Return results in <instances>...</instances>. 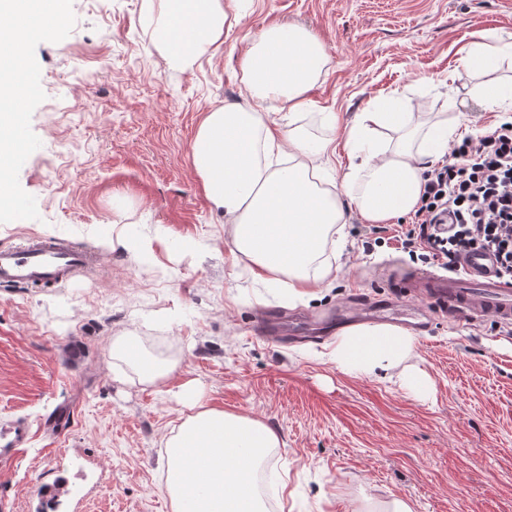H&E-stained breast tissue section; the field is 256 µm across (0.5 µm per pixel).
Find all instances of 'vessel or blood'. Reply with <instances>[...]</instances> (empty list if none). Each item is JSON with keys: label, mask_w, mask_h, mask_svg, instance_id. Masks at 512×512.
Masks as SVG:
<instances>
[{"label": "vessel or blood", "mask_w": 512, "mask_h": 512, "mask_svg": "<svg viewBox=\"0 0 512 512\" xmlns=\"http://www.w3.org/2000/svg\"><path fill=\"white\" fill-rule=\"evenodd\" d=\"M95 260L94 253L69 242L41 236L25 238L15 247L0 249V285H60ZM463 277L413 273L411 281L425 283L442 308L460 317L491 316L512 323V280L497 276L491 258L472 254L462 263ZM29 437L27 424L0 426V463L10 460Z\"/></svg>", "instance_id": "vessel-or-blood-1"}]
</instances>
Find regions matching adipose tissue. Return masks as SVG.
I'll use <instances>...</instances> for the list:
<instances>
[{
    "instance_id": "1",
    "label": "adipose tissue",
    "mask_w": 512,
    "mask_h": 512,
    "mask_svg": "<svg viewBox=\"0 0 512 512\" xmlns=\"http://www.w3.org/2000/svg\"><path fill=\"white\" fill-rule=\"evenodd\" d=\"M25 7L33 22L13 21ZM63 19L60 0H0V217L11 216L20 201L10 189L13 161L24 150L17 115L24 99L14 70L27 42L47 35ZM224 0H159L155 36L175 67L189 68L224 38ZM328 56L306 27L283 23L262 30L238 60L255 106L235 102L209 112L192 142V158L209 202L224 213L226 233L236 252L265 281L296 293L335 279L337 269L323 254L335 225L345 223L354 205L371 224H386L415 211L423 174L441 160L452 142L462 141L457 126L409 127L402 99L382 112L360 113L346 132L351 146L346 169L331 188L316 181L315 157L335 154L332 141H308L295 129L270 127L261 105L291 120L313 108L309 93L323 74ZM512 36L474 32L462 51L466 95L490 112H512ZM397 132L392 148H377L373 126ZM414 339L393 327H353L336 345L337 363L354 374L401 367L413 353ZM182 399L192 414L167 442L166 488L173 512H264L253 473L268 449L278 447L276 431L261 420L202 406L193 388Z\"/></svg>"
}]
</instances>
